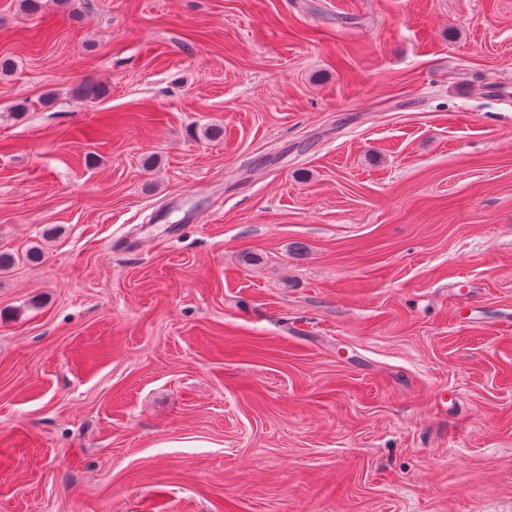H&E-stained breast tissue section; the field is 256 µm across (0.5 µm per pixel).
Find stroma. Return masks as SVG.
Here are the masks:
<instances>
[{
  "label": "stroma",
  "mask_w": 512,
  "mask_h": 512,
  "mask_svg": "<svg viewBox=\"0 0 512 512\" xmlns=\"http://www.w3.org/2000/svg\"><path fill=\"white\" fill-rule=\"evenodd\" d=\"M1 55L0 512H512V0H0Z\"/></svg>",
  "instance_id": "35a3bbf8"
}]
</instances>
